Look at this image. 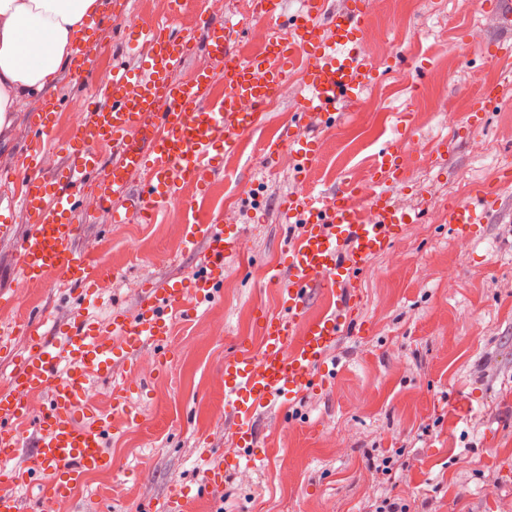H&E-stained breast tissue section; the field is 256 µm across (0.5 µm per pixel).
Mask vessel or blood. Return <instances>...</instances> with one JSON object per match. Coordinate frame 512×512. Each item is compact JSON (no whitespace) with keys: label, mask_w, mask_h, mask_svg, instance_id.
<instances>
[{"label":"vessel or blood","mask_w":512,"mask_h":512,"mask_svg":"<svg viewBox=\"0 0 512 512\" xmlns=\"http://www.w3.org/2000/svg\"><path fill=\"white\" fill-rule=\"evenodd\" d=\"M299 2L288 18L287 39L271 44L261 57L237 55L228 27L199 18L206 38L201 48L210 64L185 84L172 76L200 48L194 39L174 36L165 26H140L126 0H113L112 14L128 30L126 49L139 63L115 64L111 78L95 85L91 109L73 125L54 176L43 173L42 161L58 102L45 103L31 121L24 153L6 168L16 191L0 197V237H9L17 222L27 223L29 232L16 245L18 278L35 287L63 281L73 296L54 335L42 333L39 321H25L29 352L0 379V512H18L16 489L33 482L38 493L32 512H64L86 473L111 467L103 443L112 424L94 409L93 383L110 377L116 365L147 355L165 364L171 352L167 313L189 318L194 301L214 300L224 259L238 251L243 238L230 225L208 220L186 225L183 250L206 248L197 274L163 288H143L135 316L115 309L102 319L96 313L102 271L90 251L77 245L82 229L77 197L96 186V209L111 223L149 222L161 208L182 203L185 182L206 189L212 174L223 169L225 154L238 150L254 127L255 108L276 93L292 67L304 71L298 107L309 125L327 123L337 105L358 101L370 84L373 67L363 48L366 0H347L327 25L319 22L326 0ZM282 12V0H256L253 18L270 26L279 23ZM104 52L97 41L77 44L75 75L93 76ZM219 78L224 93L217 97L211 88ZM105 141L115 153L109 163L97 151ZM285 148L294 149L303 173L321 153L319 141L297 128L265 142L271 156ZM408 161L404 148L389 143L371 169L368 194L357 195L349 184L319 199L297 192L282 199L285 223L303 225L304 231L289 241L282 266L268 271L276 308L261 321L258 348L239 347L225 357L219 374L238 447L256 448L263 408L277 403L287 410L302 396L326 389L320 374L326 353L344 331L357 327L359 297L350 282L392 249L407 225L419 221L390 202L391 191L406 180ZM141 171L148 180L131 194L130 175ZM489 210L485 195L454 202L448 222L471 228L487 223ZM316 294L325 305L318 314L310 311ZM32 419L43 429L32 445L33 466L8 468V460L27 445L20 427ZM224 474L221 459L204 455L199 493L222 486Z\"/></svg>","instance_id":"b4317fda"}]
</instances>
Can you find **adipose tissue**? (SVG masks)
<instances>
[{
	"label": "adipose tissue",
	"instance_id": "ef3b65f1",
	"mask_svg": "<svg viewBox=\"0 0 512 512\" xmlns=\"http://www.w3.org/2000/svg\"><path fill=\"white\" fill-rule=\"evenodd\" d=\"M100 15L101 0H0V131L51 89Z\"/></svg>",
	"mask_w": 512,
	"mask_h": 512
}]
</instances>
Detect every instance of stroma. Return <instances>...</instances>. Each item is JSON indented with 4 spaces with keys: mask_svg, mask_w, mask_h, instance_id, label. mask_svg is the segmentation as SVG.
Masks as SVG:
<instances>
[{
    "mask_svg": "<svg viewBox=\"0 0 512 512\" xmlns=\"http://www.w3.org/2000/svg\"><path fill=\"white\" fill-rule=\"evenodd\" d=\"M202 14L228 24L235 47L245 43L242 0H194L164 22L199 40ZM474 23L481 40L471 45ZM367 34L387 43L390 56L375 62L376 80L359 102L340 108L335 125L313 128L321 155L307 177L291 150L269 159L261 151L272 132L297 127L292 94L225 154L211 180L223 198L187 185V208L161 209L148 224L87 214L81 242L110 271L98 289L106 311L136 313L147 284L191 279L202 255L182 251L183 227L225 203L234 205L248 251L225 258L214 301L197 304L189 319L169 315L172 354L132 392L125 413L113 415L112 387L142 375V363L116 367L110 380L93 384L97 411L112 415L117 428L104 445L113 466L86 473L64 512H93L104 501L115 512H163L176 490L189 492L188 512H363L367 498L390 492L377 482L372 459L398 449L408 468L397 492L410 512H512V193L471 233L446 219L460 184L491 191L512 165V58L502 56L512 51V16L496 0H375ZM477 67L497 74L502 94L494 110L464 117L461 109L478 93L470 78ZM92 82L67 70L58 76L50 153L68 140L66 118L81 110ZM402 113L410 116L404 127ZM400 137L408 150L442 151L429 166L410 163L405 184L392 193L394 206L422 220L353 281L365 330L344 334L328 353L326 390L302 397L288 425L269 407L256 459L244 461L217 376L237 339L256 336L258 315L274 309L265 271L303 230L283 223L278 201L303 179L317 198L363 177L383 145ZM28 230L18 223L0 240V290L16 294L0 323L39 311L51 325L65 314L60 298L69 287L18 282L16 242ZM207 449L240 466L214 496L199 497L197 461Z\"/></svg>",
    "mask_w": 512,
    "mask_h": 512,
    "instance_id": "1",
    "label": "stroma"
}]
</instances>
